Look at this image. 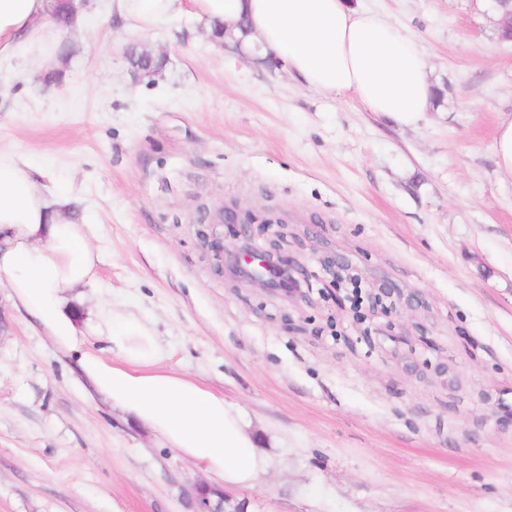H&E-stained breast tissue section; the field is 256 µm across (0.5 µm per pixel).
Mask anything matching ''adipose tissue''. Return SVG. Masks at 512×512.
Returning <instances> with one entry per match:
<instances>
[{
    "mask_svg": "<svg viewBox=\"0 0 512 512\" xmlns=\"http://www.w3.org/2000/svg\"><path fill=\"white\" fill-rule=\"evenodd\" d=\"M123 29L146 31L189 15L205 31L228 29L301 84L412 126L428 112L432 86L418 42L403 27L351 0H112ZM50 0H0V59L52 38ZM66 198L46 195L26 164L0 151V281L62 350L77 354L95 393L193 459L224 489L252 487L270 461L243 411L163 368L167 352L151 324L120 303L86 326L68 297L98 287L100 255Z\"/></svg>",
    "mask_w": 512,
    "mask_h": 512,
    "instance_id": "1",
    "label": "adipose tissue"
}]
</instances>
